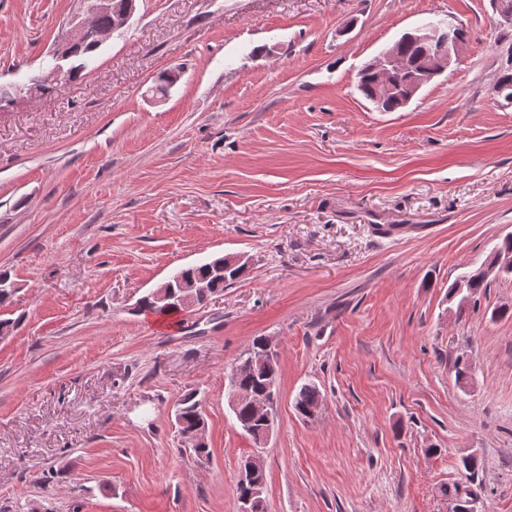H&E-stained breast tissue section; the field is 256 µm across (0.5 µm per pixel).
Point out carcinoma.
Here are the masks:
<instances>
[{
	"label": "carcinoma",
	"mask_w": 512,
	"mask_h": 512,
	"mask_svg": "<svg viewBox=\"0 0 512 512\" xmlns=\"http://www.w3.org/2000/svg\"><path fill=\"white\" fill-rule=\"evenodd\" d=\"M101 46L102 42L94 37L85 40L77 55L72 59L69 72L76 77L79 76L93 62ZM395 47L408 64L404 72L393 76V83L403 88L412 76L420 72L422 51L420 46L411 40L407 34L395 42ZM493 93L497 97L512 102V67L500 72L493 85ZM246 273V265L243 263H229L223 271L217 270L212 261L180 268L174 271L166 281L165 297L159 299L151 293L141 299V307L155 314H173L184 310L185 304L188 302L199 305L207 298L223 292L225 288L236 283ZM460 280L465 285V293L457 292V283L455 282L448 289V300L457 301V310L459 311L464 309L477 295L485 291L491 283V279L486 277L482 266L463 274L460 276ZM278 380V357H273L268 365L257 363L245 365L243 360L240 359L232 369L230 385L244 394L254 396L268 392L275 397L277 396ZM321 402L318 388L312 384H306L301 387L295 397L294 406L296 411L305 417L317 408ZM176 413L179 417L177 427L181 438H186L188 433L196 429L205 428V419L200 402L196 399V393L190 392L184 395L178 403ZM233 414L238 427L246 431L253 442L256 443L265 437L267 426L260 418L256 417L250 401L238 402L233 408Z\"/></svg>",
	"instance_id": "1"
}]
</instances>
